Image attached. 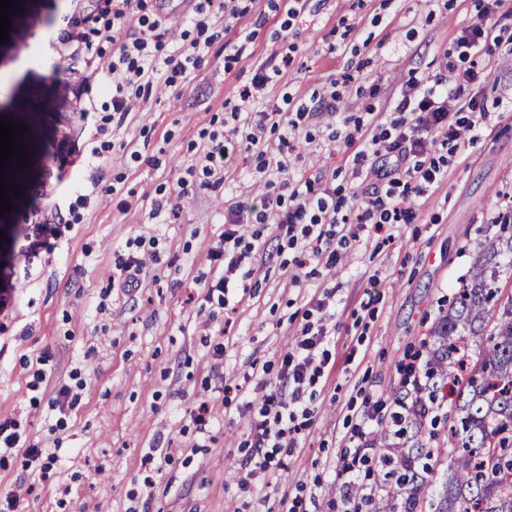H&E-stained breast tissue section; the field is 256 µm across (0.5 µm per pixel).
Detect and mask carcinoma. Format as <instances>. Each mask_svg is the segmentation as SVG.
<instances>
[{"label": "carcinoma", "mask_w": 512, "mask_h": 512, "mask_svg": "<svg viewBox=\"0 0 512 512\" xmlns=\"http://www.w3.org/2000/svg\"><path fill=\"white\" fill-rule=\"evenodd\" d=\"M475 250L411 403L396 400L373 438L372 475L393 512H512V297L492 305L512 268V224Z\"/></svg>", "instance_id": "cac0c4a2"}]
</instances>
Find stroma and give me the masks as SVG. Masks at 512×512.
Wrapping results in <instances>:
<instances>
[{
  "instance_id": "stroma-1",
  "label": "stroma",
  "mask_w": 512,
  "mask_h": 512,
  "mask_svg": "<svg viewBox=\"0 0 512 512\" xmlns=\"http://www.w3.org/2000/svg\"><path fill=\"white\" fill-rule=\"evenodd\" d=\"M26 2L27 20L13 22L0 45V121L26 125L32 147L22 193L0 216V297L9 299L0 312V421H14L21 445L56 460L46 471L14 455L0 467V499L17 496V512H284L312 495L311 512H332L336 467L366 400L388 410L403 395L404 369L424 363L428 330L474 265L475 241L495 237L512 202V112L500 107L512 99V54L494 56L490 77L471 87L488 110L482 135L448 154L439 187L411 197L414 223L398 225L389 241L344 225L352 241L340 263L303 278L274 224L241 225L261 247L243 262L226 308L209 291L222 273L209 253L230 207L264 211L282 157L278 132L257 127L262 113L297 122L283 157L291 179L351 192L368 161L337 140L339 124L296 119L297 107L355 72L345 117L370 112L384 121L410 78L441 72L479 0H310L289 29L265 0L229 21L220 0H143L118 40L132 42L141 19L157 17L177 19L187 35L167 41L156 61L196 39L192 19L205 21L214 40L198 67L174 87L142 90L103 135L110 99L99 84L60 91L80 84L84 65L64 56L56 31L91 0ZM286 40L297 50L285 65L277 53ZM34 42L36 63L22 65L20 50ZM263 66L279 72L239 126L240 135L259 133V146L204 174L198 156L228 138L224 119ZM56 205L71 209L70 223L51 251L27 259L26 228L50 220ZM136 239L146 262L140 287L128 290L111 279ZM331 287L334 365L304 393L308 425L274 475L257 474L241 489L262 384L276 382L311 301ZM62 385L73 401L61 411ZM203 401L212 417L200 430L190 413Z\"/></svg>"
}]
</instances>
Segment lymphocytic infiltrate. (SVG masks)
<instances>
[{"label":"lymphocytic infiltrate","mask_w":512,"mask_h":512,"mask_svg":"<svg viewBox=\"0 0 512 512\" xmlns=\"http://www.w3.org/2000/svg\"><path fill=\"white\" fill-rule=\"evenodd\" d=\"M503 0H483L474 21L462 28L445 52L447 78L408 80L399 97L390 107L391 118L377 125L368 118H357L354 129L345 133L346 145H360L362 152L372 153L374 161L352 196L325 192L317 195L313 185L291 180L285 162H277L281 191L269 198L268 205L275 212L278 238L287 241L298 252L297 267L314 261L334 266L340 252L349 244L348 237H335L333 228L348 223L345 212L348 198L361 201L358 223L373 225L383 231L394 224H410L416 211L409 206L410 194H423L439 185L445 177V161L437 157L436 148L464 138L477 139L482 132L478 118L484 106L469 97L468 89L485 80L488 65L497 48L512 45V27L506 14L501 13ZM501 29L498 36H490L489 23ZM166 31L161 20L149 22L141 37L121 45L106 68L98 76L104 91L110 96L113 113L126 116L131 110L127 88L149 80L157 74L153 64L152 48L162 47ZM240 209L229 211L230 229L225 230L220 251L230 253L224 275L217 282L221 291H228L239 258L235 249L251 253L254 243L244 241L235 227L244 223ZM336 240L337 247L324 251L323 245ZM329 337L324 326L307 321L294 344L282 355L277 381L265 394L249 442L250 452L246 467L250 474L273 471L280 452H293L291 435L300 433L302 421L308 416L301 396L306 387L314 385L329 362L326 345Z\"/></svg>","instance_id":"lymphocytic-infiltrate-1"}]
</instances>
